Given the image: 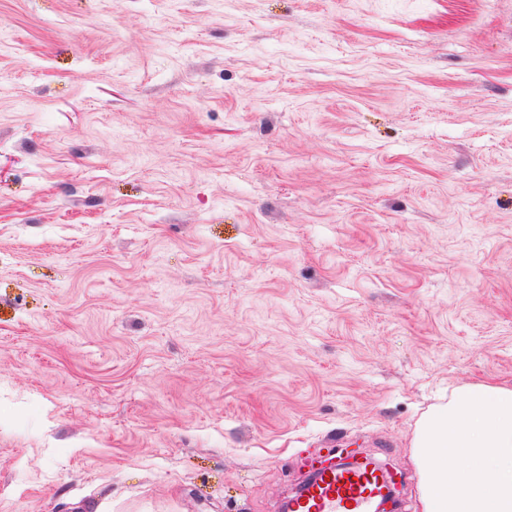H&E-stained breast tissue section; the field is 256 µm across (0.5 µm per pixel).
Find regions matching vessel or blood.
Returning a JSON list of instances; mask_svg holds the SVG:
<instances>
[{"mask_svg":"<svg viewBox=\"0 0 512 512\" xmlns=\"http://www.w3.org/2000/svg\"><path fill=\"white\" fill-rule=\"evenodd\" d=\"M385 488L374 466L319 472L290 500L291 512H371Z\"/></svg>","mask_w":512,"mask_h":512,"instance_id":"obj_1","label":"vessel or blood"}]
</instances>
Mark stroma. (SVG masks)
Returning <instances> with one entry per match:
<instances>
[{"label":"stroma","mask_w":512,"mask_h":512,"mask_svg":"<svg viewBox=\"0 0 512 512\" xmlns=\"http://www.w3.org/2000/svg\"><path fill=\"white\" fill-rule=\"evenodd\" d=\"M512 385V0H0V512H279Z\"/></svg>","instance_id":"1"}]
</instances>
